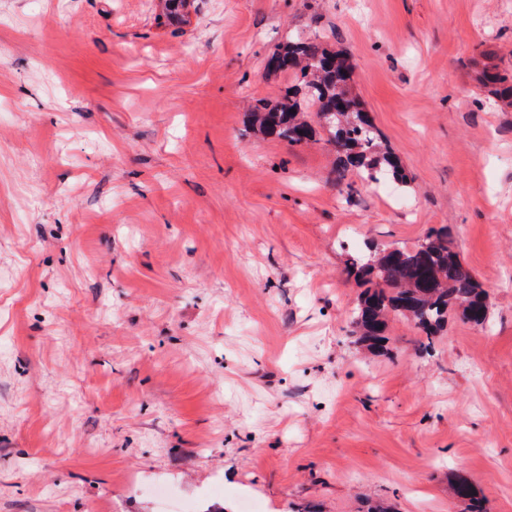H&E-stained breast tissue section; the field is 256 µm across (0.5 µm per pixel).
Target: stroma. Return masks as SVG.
I'll list each match as a JSON object with an SVG mask.
<instances>
[{
	"instance_id": "obj_1",
	"label": "stroma",
	"mask_w": 512,
	"mask_h": 512,
	"mask_svg": "<svg viewBox=\"0 0 512 512\" xmlns=\"http://www.w3.org/2000/svg\"><path fill=\"white\" fill-rule=\"evenodd\" d=\"M0 0V512H512V0ZM348 56L407 184L255 133ZM489 294L357 343L355 255L433 229ZM450 490L457 500L465 504V512H485L483 500L468 478L455 477L450 484Z\"/></svg>"
}]
</instances>
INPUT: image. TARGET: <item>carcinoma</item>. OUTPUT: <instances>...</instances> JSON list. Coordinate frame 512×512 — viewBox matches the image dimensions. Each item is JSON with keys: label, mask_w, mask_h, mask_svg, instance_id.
Listing matches in <instances>:
<instances>
[{"label": "carcinoma", "mask_w": 512, "mask_h": 512, "mask_svg": "<svg viewBox=\"0 0 512 512\" xmlns=\"http://www.w3.org/2000/svg\"><path fill=\"white\" fill-rule=\"evenodd\" d=\"M183 9L184 0H166V19L184 22ZM266 70L270 75L298 73L306 78V95L316 105L319 122L329 133L339 175L355 171L371 181L390 176L407 182L398 157L382 145L350 92L352 66L347 58L315 39L296 38L268 56ZM251 118L262 134L293 146L306 144L315 135L299 100L288 94L280 100L257 101ZM351 267L365 286L352 311L353 333L370 351L383 347L392 317L413 322L429 341L442 330L451 313L473 325L488 321L487 293L451 250L447 234L441 230L430 231L409 249H376L363 263L354 258ZM450 490L465 504L464 512H485L483 500L468 478L455 477Z\"/></svg>", "instance_id": "obj_1"}]
</instances>
